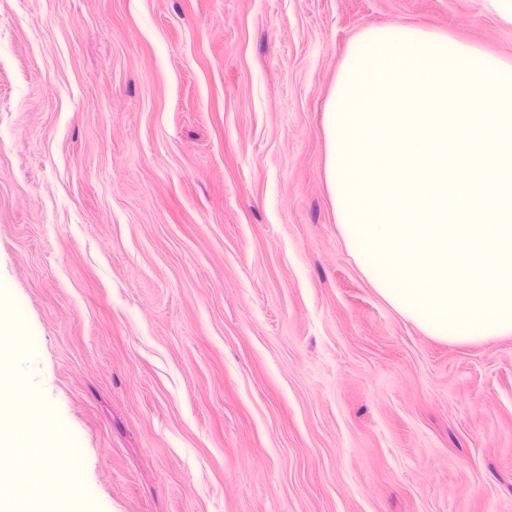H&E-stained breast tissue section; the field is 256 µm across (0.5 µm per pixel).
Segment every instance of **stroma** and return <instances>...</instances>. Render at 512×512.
Here are the masks:
<instances>
[{
  "label": "stroma",
  "instance_id": "1",
  "mask_svg": "<svg viewBox=\"0 0 512 512\" xmlns=\"http://www.w3.org/2000/svg\"><path fill=\"white\" fill-rule=\"evenodd\" d=\"M392 24L512 63L490 0H0V403L66 418L65 512H512V334L400 316L327 186Z\"/></svg>",
  "mask_w": 512,
  "mask_h": 512
}]
</instances>
